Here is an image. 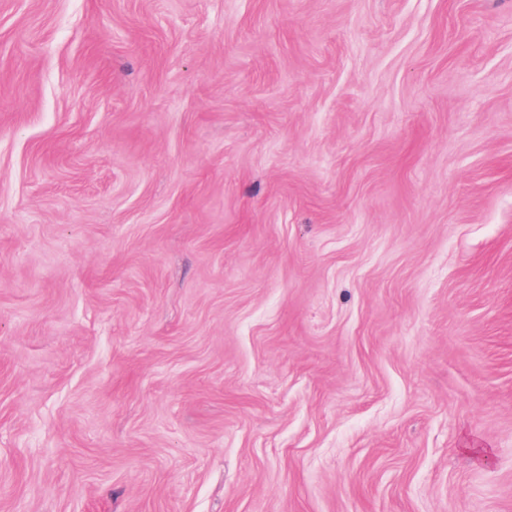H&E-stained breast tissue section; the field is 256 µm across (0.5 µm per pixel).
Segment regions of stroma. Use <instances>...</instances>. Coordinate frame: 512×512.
Returning a JSON list of instances; mask_svg holds the SVG:
<instances>
[{
	"label": "stroma",
	"mask_w": 512,
	"mask_h": 512,
	"mask_svg": "<svg viewBox=\"0 0 512 512\" xmlns=\"http://www.w3.org/2000/svg\"><path fill=\"white\" fill-rule=\"evenodd\" d=\"M0 512H512V0H0Z\"/></svg>",
	"instance_id": "1"
}]
</instances>
